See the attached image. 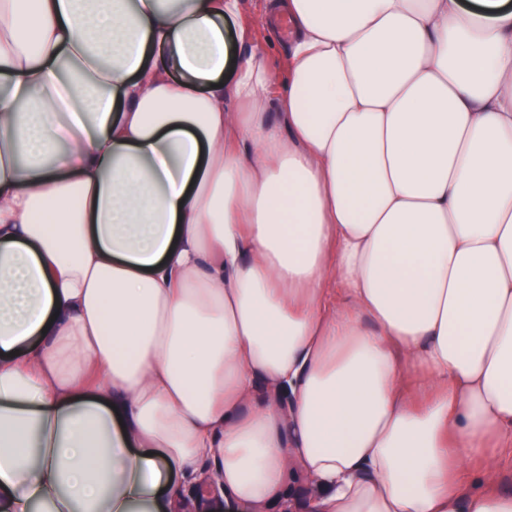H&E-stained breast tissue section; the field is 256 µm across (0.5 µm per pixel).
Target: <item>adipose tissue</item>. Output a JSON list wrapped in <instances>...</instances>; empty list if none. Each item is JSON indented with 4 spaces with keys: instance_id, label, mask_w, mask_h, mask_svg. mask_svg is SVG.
<instances>
[{
    "instance_id": "ef3b65f1",
    "label": "adipose tissue",
    "mask_w": 512,
    "mask_h": 512,
    "mask_svg": "<svg viewBox=\"0 0 512 512\" xmlns=\"http://www.w3.org/2000/svg\"><path fill=\"white\" fill-rule=\"evenodd\" d=\"M267 16L0 0V512H512V0ZM245 9L248 17L256 24V37L268 50L271 69L278 75H284L288 52V29L284 30L285 21L268 23L264 17L265 0H246ZM288 25V23H287ZM200 485L196 484H185L182 488V497L184 503V510L182 512H204V511H213V512H225L224 503L218 504L213 503L212 509L208 510L204 507L207 499L211 496V492H202L199 490ZM202 510V511H196Z\"/></svg>"
}]
</instances>
